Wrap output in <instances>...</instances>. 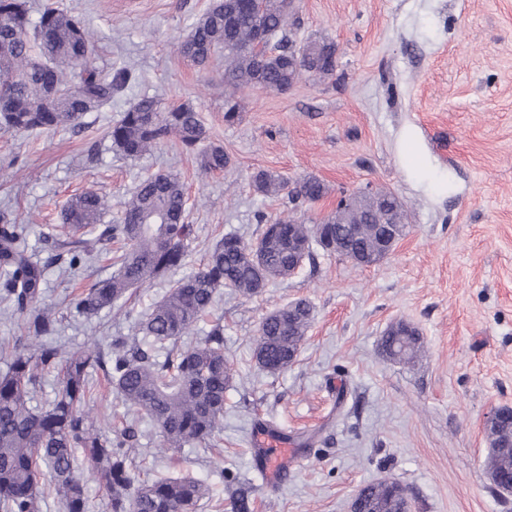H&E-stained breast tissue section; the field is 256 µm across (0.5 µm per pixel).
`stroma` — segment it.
<instances>
[{"instance_id": "obj_1", "label": "stroma", "mask_w": 512, "mask_h": 512, "mask_svg": "<svg viewBox=\"0 0 512 512\" xmlns=\"http://www.w3.org/2000/svg\"><path fill=\"white\" fill-rule=\"evenodd\" d=\"M82 16L102 73L134 70V84L92 113L85 128L17 134L0 129V211L24 224L27 251L44 260L43 238L73 194L93 190L118 222L140 178L180 175L195 237L180 275L198 270L225 234L251 243L257 212L295 211L288 197L252 185L264 169L327 187L309 220L343 192H394L410 210L405 237L382 263L359 267L314 249L290 278L258 297L222 289L212 315L224 327L235 373L225 393L219 447L162 451L150 421L138 424L132 464L142 479L192 476L209 486L197 512H349L363 485L394 479L411 512H512L484 462L491 409L512 407V0H296L299 22L286 39L326 38L336 45L333 79L305 77L284 93L240 92L241 117L224 120V56L207 68L183 58L178 43L214 0H59ZM190 104L208 143L232 163L202 173L195 156L167 144L131 160L107 132L141 95ZM109 254L76 273L46 272L43 300L60 317L62 348L108 347L133 336L169 287H142L122 313L85 318L70 298L112 274ZM308 300L313 319L296 362L270 374L253 358L262 317ZM417 328L418 362L387 359L380 339L394 323ZM93 415L120 433L125 408L102 375L92 379ZM287 433L300 459L279 488L258 477L249 449L253 424Z\"/></svg>"}]
</instances>
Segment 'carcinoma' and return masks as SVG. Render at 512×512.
<instances>
[{
	"mask_svg": "<svg viewBox=\"0 0 512 512\" xmlns=\"http://www.w3.org/2000/svg\"><path fill=\"white\" fill-rule=\"evenodd\" d=\"M292 0H216L179 44L181 55L197 67L207 66L224 51V121L239 119L236 95L246 88L279 93L302 76L325 81L336 75V45L310 40L298 48L299 58L278 50L257 49L260 33L269 37L294 24ZM134 80L122 67L107 75L94 61L93 37L78 15L49 0L37 19L27 0H0V127L16 133L76 129L84 118L112 102ZM109 137L124 157L135 159L169 142L197 154L202 171H222L229 156L220 146L200 150L205 130L189 104L164 106L143 95L112 125ZM255 190L266 197L282 194L297 200H318L326 186L317 178L290 182L269 170L252 176ZM110 208L105 197L87 191L70 197L63 224L51 229L53 253L34 261L20 248L25 227L0 216V300L24 328L37 335L53 332V310L39 306L46 269L61 261L74 270L107 250L124 245L117 269L108 278L73 297L69 309L89 317L119 306L135 288L143 287L184 265L194 225L188 222L185 186L172 172L140 180L123 202L120 223L105 224ZM265 229L253 245L236 235L216 242L198 271L174 281L140 322L143 336L112 341L108 352L94 346L64 350L49 343L12 346L7 371L0 373V512H40L43 470L65 512H87L85 486L76 476V452L92 466L112 512H195L209 494L207 485L181 476L158 481L135 478L128 461L137 445L133 425L114 438L98 428L87 408L90 377L102 373L125 406L126 414L147 417L162 438V447L186 444L216 446L224 418V393L234 365L224 354V326L211 325L204 338L181 344L212 308L222 288L254 297L288 270V236L305 240L312 225L291 216L271 220L257 214ZM331 240L371 253L391 224H407L404 204L391 192L368 190L343 196L319 220ZM312 308L305 299L293 311L283 306L263 317L253 356L264 371L276 374L296 360L305 341ZM404 323L390 327L381 346L387 357L403 363L417 358L418 336H405ZM56 373L58 387L47 405L31 406L42 376ZM486 466L504 479L512 477V455L490 449ZM368 506L395 512L389 486L362 487Z\"/></svg>",
	"mask_w": 512,
	"mask_h": 512,
	"instance_id": "carcinoma-1",
	"label": "carcinoma"
}]
</instances>
